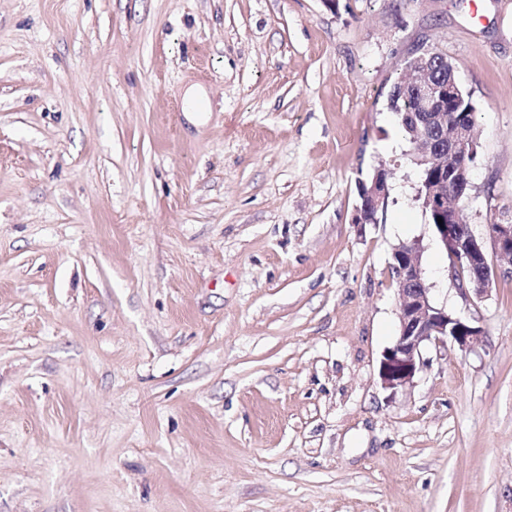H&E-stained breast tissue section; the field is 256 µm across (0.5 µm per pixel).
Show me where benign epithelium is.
I'll list each match as a JSON object with an SVG mask.
<instances>
[{
  "label": "benign epithelium",
  "instance_id": "benign-epithelium-1",
  "mask_svg": "<svg viewBox=\"0 0 512 512\" xmlns=\"http://www.w3.org/2000/svg\"><path fill=\"white\" fill-rule=\"evenodd\" d=\"M447 64L436 49L417 51L405 64L406 78L416 75L419 80L413 92L419 111L415 138L424 137L435 125L445 123L454 111L458 92L455 66L448 64V84L437 80L438 69ZM449 147L428 140L416 163L425 166V177L418 187L415 200L423 212L443 223L433 229L441 247L448 253V278L459 294L481 296L488 292L497 269L488 253L500 260H512V224H488L485 236L479 237L464 216L469 201V173L475 160V147L468 120L458 117ZM361 204L355 207L352 223L376 224L377 212L389 204L390 191L386 178L376 174L372 181L359 183ZM422 241L417 239L393 248L390 273L398 287V335L384 354L380 378L386 389L395 391L411 383L424 367L422 348L434 342L440 346L452 344L466 350L478 341L481 330L468 318L448 312L432 301V285L422 267ZM466 270L467 276L459 275Z\"/></svg>",
  "mask_w": 512,
  "mask_h": 512
}]
</instances>
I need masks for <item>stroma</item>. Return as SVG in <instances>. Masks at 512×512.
Masks as SVG:
<instances>
[{
  "label": "stroma",
  "instance_id": "stroma-1",
  "mask_svg": "<svg viewBox=\"0 0 512 512\" xmlns=\"http://www.w3.org/2000/svg\"><path fill=\"white\" fill-rule=\"evenodd\" d=\"M434 46L512 224V0H0V512H512V273L460 296L386 107ZM414 239L482 335L391 391ZM361 206L356 205L352 221L356 224L379 223L377 212L384 211L389 204L390 191L386 178L377 173L371 183H359Z\"/></svg>",
  "mask_w": 512,
  "mask_h": 512
}]
</instances>
